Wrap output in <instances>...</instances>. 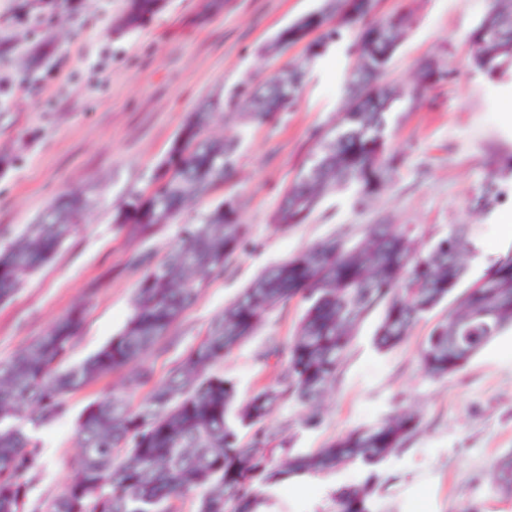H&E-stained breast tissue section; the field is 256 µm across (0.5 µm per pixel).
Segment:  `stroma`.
I'll list each match as a JSON object with an SVG mask.
<instances>
[{
    "mask_svg": "<svg viewBox=\"0 0 512 512\" xmlns=\"http://www.w3.org/2000/svg\"><path fill=\"white\" fill-rule=\"evenodd\" d=\"M325 4L224 0L223 11L200 25L194 21L200 0H168L144 27L118 35L112 21L123 0H0V155L15 158L0 170V236L18 235L67 191H86L95 201L80 234L24 276L19 293L0 304V359L12 357L79 305L86 319L70 360L79 363L94 354L130 314L143 272L128 266L129 253L141 248L164 257L181 225L228 198L238 202L250 242L183 313L171 331L172 343L144 357L154 381L169 376L213 316L267 267L339 227H349L359 241L367 225L387 217L427 241L445 235L452 224L478 225V250L468 261L472 279L512 254V235L502 224L512 215V190L488 211L473 209L477 197L497 184L495 161L512 156V123L502 109L512 98V82H488L470 65L468 34L488 0H377L378 18L405 8L413 14L380 83L410 84L416 63L427 57L437 58L448 77L422 107L395 104L391 143L401 166L371 208H354L347 190L326 199L306 223L272 230L271 216L313 148L312 131L333 124L345 106L344 86L356 65L350 50L354 31H344L312 64L296 104L278 119L245 123L237 110L240 91L304 57L302 44L277 54L268 46L283 28ZM211 98L224 113L211 135L240 141L231 175L152 237L140 241L119 232L114 215L134 194L151 188L188 114ZM94 283L98 293L86 297ZM456 302L449 296L389 352L373 344L381 318L373 312L356 332L335 388L324 397L323 425L302 429L301 407L288 402L269 418V429L307 453L399 408L417 411V433L379 467L376 512H512V498L501 496L493 482L496 462L512 451V332L445 379L427 376L420 362L428 333ZM301 313L296 302L273 311L220 366L235 382L238 402L275 383L282 364L260 361L258 354L272 343L287 345ZM122 378L116 371L72 394L68 415L44 429V471L34 498L58 493L78 452V417ZM363 477L360 467L347 466L276 485L264 512H329L332 490Z\"/></svg>",
    "mask_w": 512,
    "mask_h": 512,
    "instance_id": "stroma-1",
    "label": "stroma"
}]
</instances>
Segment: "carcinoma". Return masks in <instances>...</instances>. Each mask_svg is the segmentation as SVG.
<instances>
[{"label":"carcinoma","instance_id":"obj_1","mask_svg":"<svg viewBox=\"0 0 512 512\" xmlns=\"http://www.w3.org/2000/svg\"><path fill=\"white\" fill-rule=\"evenodd\" d=\"M349 17L328 26L324 37L357 30L356 46L376 43L379 53L397 48L409 26L374 19L352 4ZM512 14V0L491 7L469 35L474 72L491 82L512 78V30L497 42L479 35L491 14ZM160 10L157 0H124L113 28L132 33ZM361 66L346 85L347 103L337 122L312 132L309 160L299 169L271 227L284 232L305 223L328 196L354 189V203L367 208L395 178L401 157L389 142V111L369 107L363 93L388 66L360 50ZM305 76L301 65L266 82V100L248 105L247 118L263 123L292 108ZM447 77L439 62L418 66L413 83L398 96L415 109ZM216 113L193 112L159 164L152 192L139 196L115 224L137 239L175 222L190 203L212 194L234 166L235 139L208 135ZM92 207L82 193L61 197L11 241L0 246V303L18 291L21 277L47 264L79 230L78 216ZM248 239L237 203L219 202L194 224L180 227V242L160 260L148 250L129 254L127 264L144 270L123 330L78 366L68 365L84 324L77 307L51 324L27 347L0 360V512H173L174 502L193 498L197 512H262L265 491L287 479L318 475L358 463L363 483L332 494V512H372L377 469L417 430L420 419L397 412L380 423L355 429L312 453L281 445L282 463L265 453L275 437L265 421L285 402L306 409L300 426L323 423L320 403L336 385L345 353L363 320L376 308L383 314L375 345L389 350L402 343L424 315L454 294L467 276V258L476 251L471 224H450L448 233L421 243L402 225L371 224L353 243L336 234L270 267L209 323L169 378L139 403L127 394L149 383L152 372L139 365L159 350L172 326L201 296L209 281L224 274ZM293 301L303 304L298 330L287 348L273 344L264 360L286 356L274 385L236 405L234 381L213 372L271 312ZM512 330V254L493 262L471 281L456 306L435 323L420 349L424 371L440 379L463 370L493 339ZM126 368L124 393L90 403L76 424L79 455L67 480L48 503L32 494L44 468L41 431L69 413L67 396ZM500 493L512 497V454L496 465Z\"/></svg>","mask_w":512,"mask_h":512}]
</instances>
